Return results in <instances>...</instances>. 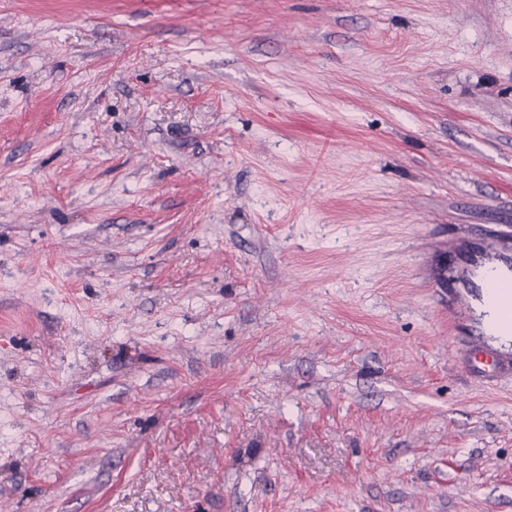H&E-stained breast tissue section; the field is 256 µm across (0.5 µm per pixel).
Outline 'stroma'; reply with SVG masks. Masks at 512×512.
I'll list each match as a JSON object with an SVG mask.
<instances>
[{"instance_id": "35a3bbf8", "label": "stroma", "mask_w": 512, "mask_h": 512, "mask_svg": "<svg viewBox=\"0 0 512 512\" xmlns=\"http://www.w3.org/2000/svg\"><path fill=\"white\" fill-rule=\"evenodd\" d=\"M478 230L512 0H0V512H512ZM465 366L473 377L488 383L497 381L502 373L512 371L510 359L502 358L499 351L491 346L469 348Z\"/></svg>"}]
</instances>
